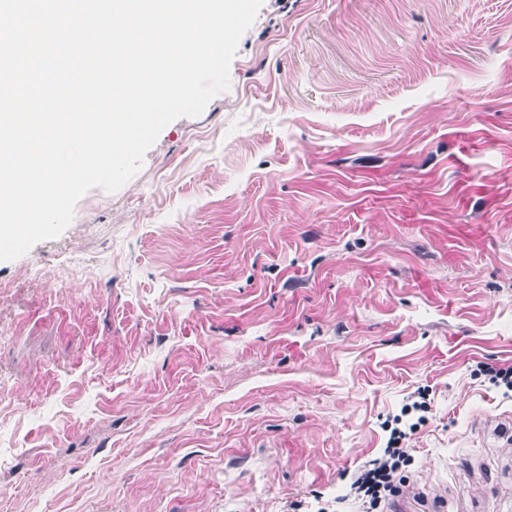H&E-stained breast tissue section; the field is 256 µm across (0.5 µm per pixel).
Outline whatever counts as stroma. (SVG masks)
Returning a JSON list of instances; mask_svg holds the SVG:
<instances>
[{"instance_id": "1", "label": "stroma", "mask_w": 512, "mask_h": 512, "mask_svg": "<svg viewBox=\"0 0 512 512\" xmlns=\"http://www.w3.org/2000/svg\"><path fill=\"white\" fill-rule=\"evenodd\" d=\"M512 0H263L229 88L0 262V512H512ZM477 372L489 377L495 385H503L507 392H512V366L500 367L489 363H478ZM428 405L425 401H414L411 405H405L402 408V415L397 416L394 421L396 424H403V428L395 427L392 429L390 437L384 448L383 455L371 460L367 468L351 483V489L354 490L356 498L366 507V511L377 510L381 503L389 497L398 496L403 492V488L409 485V481L402 480L400 486L395 485L394 475L402 470L410 461L409 449L403 448V441L408 437L406 429L412 432L418 422L425 419L424 416L418 417V422L409 423L406 420L403 423V417L410 416L412 412H427Z\"/></svg>"}]
</instances>
